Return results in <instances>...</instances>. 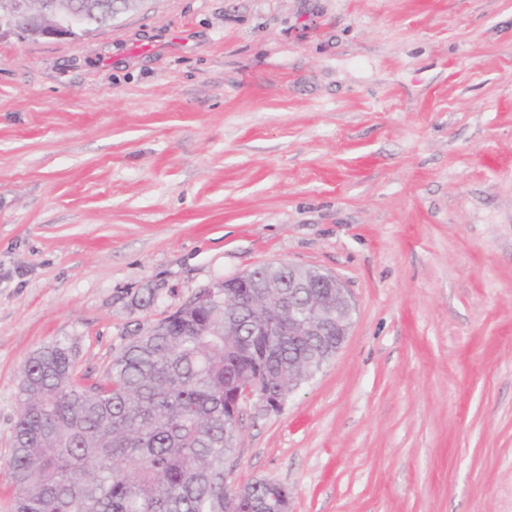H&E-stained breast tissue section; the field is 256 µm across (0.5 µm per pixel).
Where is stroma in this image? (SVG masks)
Masks as SVG:
<instances>
[{
	"label": "stroma",
	"instance_id": "35a3bbf8",
	"mask_svg": "<svg viewBox=\"0 0 512 512\" xmlns=\"http://www.w3.org/2000/svg\"><path fill=\"white\" fill-rule=\"evenodd\" d=\"M279 262L342 279L354 323L281 410L243 403L229 484L512 512V0H139L0 38V512L36 349L97 380ZM115 0H75L82 6L83 13L92 21L89 30L112 21L118 14L112 13ZM43 6L54 20L40 25L38 34L41 38H72L86 29L84 14L74 3L67 4L64 0H42Z\"/></svg>",
	"mask_w": 512,
	"mask_h": 512
}]
</instances>
